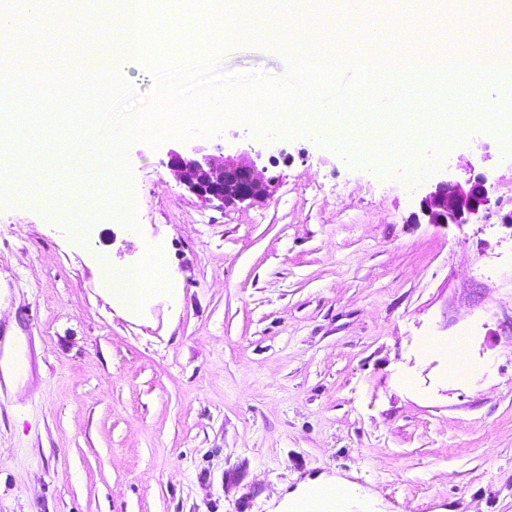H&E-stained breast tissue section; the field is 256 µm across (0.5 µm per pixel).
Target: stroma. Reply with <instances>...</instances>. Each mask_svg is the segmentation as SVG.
I'll use <instances>...</instances> for the list:
<instances>
[{
	"label": "stroma",
	"mask_w": 512,
	"mask_h": 512,
	"mask_svg": "<svg viewBox=\"0 0 512 512\" xmlns=\"http://www.w3.org/2000/svg\"><path fill=\"white\" fill-rule=\"evenodd\" d=\"M19 68L113 46L79 35L82 0H46ZM281 45L225 40L216 71L282 76ZM208 148L252 146L271 197L202 203L168 140L126 157L136 228L83 235L22 189L0 206V512H290L335 476L374 512H512V164L479 126L425 181L353 164L301 131L231 122ZM485 175L471 224L416 222L444 171ZM160 252L169 285L126 310L103 282Z\"/></svg>",
	"instance_id": "35a3bbf8"
}]
</instances>
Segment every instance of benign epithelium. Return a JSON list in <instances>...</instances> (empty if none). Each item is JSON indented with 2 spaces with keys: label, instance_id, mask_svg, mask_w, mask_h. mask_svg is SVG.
Segmentation results:
<instances>
[{
  "label": "benign epithelium",
  "instance_id": "1",
  "mask_svg": "<svg viewBox=\"0 0 512 512\" xmlns=\"http://www.w3.org/2000/svg\"><path fill=\"white\" fill-rule=\"evenodd\" d=\"M168 166L179 183L206 204L263 201L271 195V185L246 149L217 157L206 146L192 144L169 150ZM490 205L484 176L463 184L449 176L427 190L419 212L428 224H471Z\"/></svg>",
  "mask_w": 512,
  "mask_h": 512
}]
</instances>
